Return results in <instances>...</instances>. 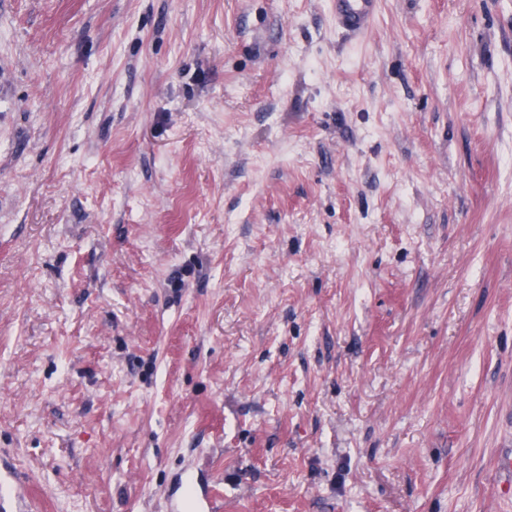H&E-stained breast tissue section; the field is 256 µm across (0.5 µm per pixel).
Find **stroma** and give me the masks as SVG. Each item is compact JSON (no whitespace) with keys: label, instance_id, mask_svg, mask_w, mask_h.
Listing matches in <instances>:
<instances>
[{"label":"stroma","instance_id":"stroma-1","mask_svg":"<svg viewBox=\"0 0 512 512\" xmlns=\"http://www.w3.org/2000/svg\"><path fill=\"white\" fill-rule=\"evenodd\" d=\"M0 0V462L29 512H512V0ZM377 0H333L336 24L350 32L365 31L375 15Z\"/></svg>","mask_w":512,"mask_h":512}]
</instances>
